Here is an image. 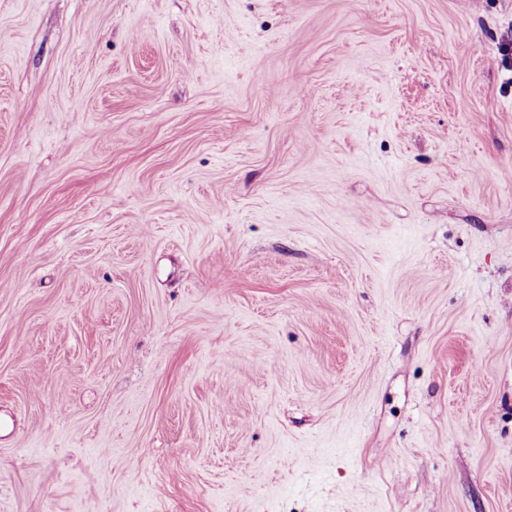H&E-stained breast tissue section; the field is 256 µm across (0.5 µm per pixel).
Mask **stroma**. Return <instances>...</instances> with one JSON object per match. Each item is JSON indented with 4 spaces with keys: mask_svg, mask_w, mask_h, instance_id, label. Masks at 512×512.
Instances as JSON below:
<instances>
[{
    "mask_svg": "<svg viewBox=\"0 0 512 512\" xmlns=\"http://www.w3.org/2000/svg\"><path fill=\"white\" fill-rule=\"evenodd\" d=\"M508 43L0 0V512H512Z\"/></svg>",
    "mask_w": 512,
    "mask_h": 512,
    "instance_id": "1",
    "label": "stroma"
}]
</instances>
